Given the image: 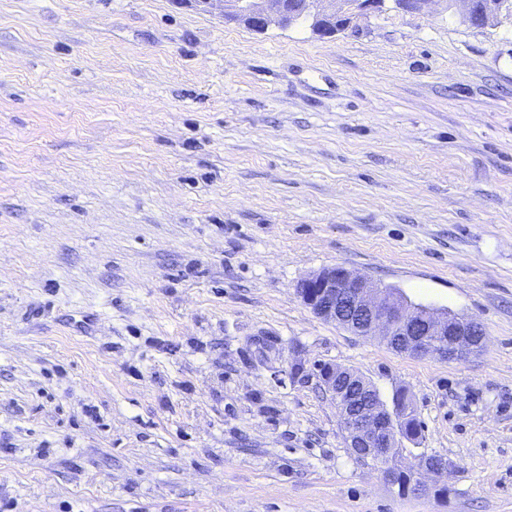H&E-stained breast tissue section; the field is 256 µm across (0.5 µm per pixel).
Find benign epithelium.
<instances>
[{"label":"benign epithelium","mask_w":512,"mask_h":512,"mask_svg":"<svg viewBox=\"0 0 512 512\" xmlns=\"http://www.w3.org/2000/svg\"><path fill=\"white\" fill-rule=\"evenodd\" d=\"M224 5V20L256 32L272 26L311 22L321 38H333L347 30L353 19L381 10L386 0H194L196 4ZM460 4L465 20L473 27L493 25L498 14L511 11L506 0H448ZM300 300L318 317L333 321L359 336H379L415 356L456 360L475 352L472 340L477 321L406 303L396 290L374 286L364 276L343 266L325 267L303 279L296 287ZM319 374L332 393L353 456L384 464L385 476L409 475L413 496L425 497L435 485L422 478L444 473L448 464L439 457L416 454L414 464L397 459L392 449L403 445L397 416L385 404L373 401L371 388L357 372L340 366H321Z\"/></svg>","instance_id":"1"}]
</instances>
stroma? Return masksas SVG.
<instances>
[{"mask_svg":"<svg viewBox=\"0 0 512 512\" xmlns=\"http://www.w3.org/2000/svg\"><path fill=\"white\" fill-rule=\"evenodd\" d=\"M333 265L483 350L316 317ZM321 365L408 392L439 493L354 460ZM0 512H512V14L0 0ZM195 4L224 5V20L256 32L272 26H291L310 21L321 38H333L347 30L353 19L381 10L386 0H194Z\"/></svg>","mask_w":512,"mask_h":512,"instance_id":"35a3bbf8","label":"stroma"}]
</instances>
